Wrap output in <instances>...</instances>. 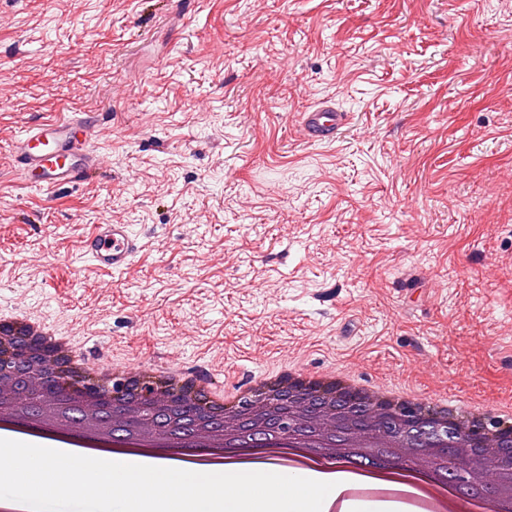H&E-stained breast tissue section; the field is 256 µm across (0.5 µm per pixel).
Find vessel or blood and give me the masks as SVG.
Wrapping results in <instances>:
<instances>
[{"mask_svg": "<svg viewBox=\"0 0 512 512\" xmlns=\"http://www.w3.org/2000/svg\"><path fill=\"white\" fill-rule=\"evenodd\" d=\"M346 123V115L322 103L299 118L306 140L329 143ZM98 118L74 112L34 123L10 148L11 169L23 183L52 191L80 181L104 166L93 146ZM142 248L139 237L125 224H98L84 244L85 253L100 271L114 273L128 266Z\"/></svg>", "mask_w": 512, "mask_h": 512, "instance_id": "vessel-or-blood-1", "label": "vessel or blood"}]
</instances>
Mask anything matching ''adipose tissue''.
I'll return each mask as SVG.
<instances>
[{"label":"adipose tissue","mask_w":512,"mask_h":512,"mask_svg":"<svg viewBox=\"0 0 512 512\" xmlns=\"http://www.w3.org/2000/svg\"><path fill=\"white\" fill-rule=\"evenodd\" d=\"M17 433H0V480H27L17 502L22 512H41L42 501L68 485L78 494L122 491L129 512H326L344 483L318 469L285 470L269 463L172 466L138 451L91 452L93 481L81 478L66 444H20ZM41 466L28 471L26 461Z\"/></svg>","instance_id":"ef3b65f1"}]
</instances>
